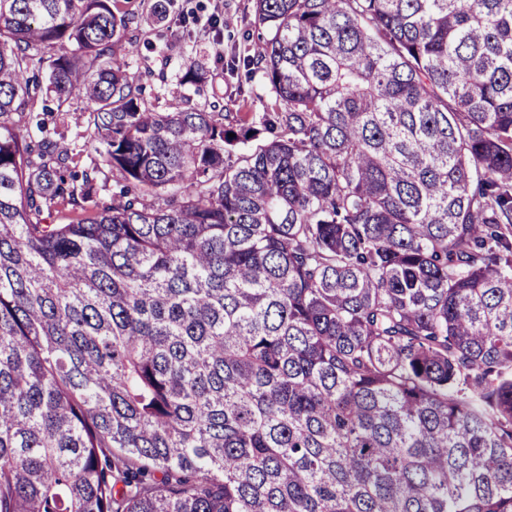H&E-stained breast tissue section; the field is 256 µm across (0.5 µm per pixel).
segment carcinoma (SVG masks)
<instances>
[{"instance_id":"cac0c4a2","label":"carcinoma","mask_w":512,"mask_h":512,"mask_svg":"<svg viewBox=\"0 0 512 512\" xmlns=\"http://www.w3.org/2000/svg\"><path fill=\"white\" fill-rule=\"evenodd\" d=\"M254 24L265 111L165 112L120 0H0V512H512V0ZM87 112L84 104L78 97H73L67 101L60 112H55L58 135L55 136L59 147H70L71 137L76 128L86 126Z\"/></svg>"}]
</instances>
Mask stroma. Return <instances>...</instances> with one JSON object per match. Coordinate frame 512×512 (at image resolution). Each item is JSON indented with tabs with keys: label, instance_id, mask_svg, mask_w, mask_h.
<instances>
[{
	"label": "stroma",
	"instance_id": "stroma-1",
	"mask_svg": "<svg viewBox=\"0 0 512 512\" xmlns=\"http://www.w3.org/2000/svg\"><path fill=\"white\" fill-rule=\"evenodd\" d=\"M154 0H132L140 15V51L135 66L144 77L145 97H159L162 110L171 111L184 98L203 106L214 97L244 104L246 111L260 112L270 103L265 90L244 96L236 78L226 64L231 56L247 53L258 41L253 26L254 0H188L189 18L180 23L176 16L156 22L151 14ZM231 18L230 27H213V17ZM195 60L202 64L204 75L194 85H178L173 75L181 62Z\"/></svg>",
	"mask_w": 512,
	"mask_h": 512
}]
</instances>
